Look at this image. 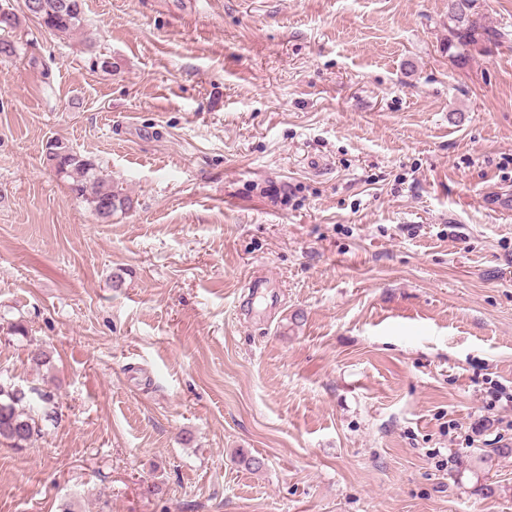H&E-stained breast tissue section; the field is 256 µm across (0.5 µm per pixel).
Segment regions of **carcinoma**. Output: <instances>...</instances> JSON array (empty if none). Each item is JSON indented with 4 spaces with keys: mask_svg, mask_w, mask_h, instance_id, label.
Listing matches in <instances>:
<instances>
[{
    "mask_svg": "<svg viewBox=\"0 0 512 512\" xmlns=\"http://www.w3.org/2000/svg\"><path fill=\"white\" fill-rule=\"evenodd\" d=\"M37 22L58 35L66 36L83 23L84 0H35ZM508 33L482 23L476 0H448V55L459 66L467 65L485 44H497ZM54 154L47 161L66 178L70 189L92 212L109 221L131 208L132 199L112 184L96 162L71 148L53 143ZM46 421H58L54 393L23 386L0 376V444L24 448L41 432L35 411Z\"/></svg>",
    "mask_w": 512,
    "mask_h": 512,
    "instance_id": "cac0c4a2",
    "label": "carcinoma"
}]
</instances>
